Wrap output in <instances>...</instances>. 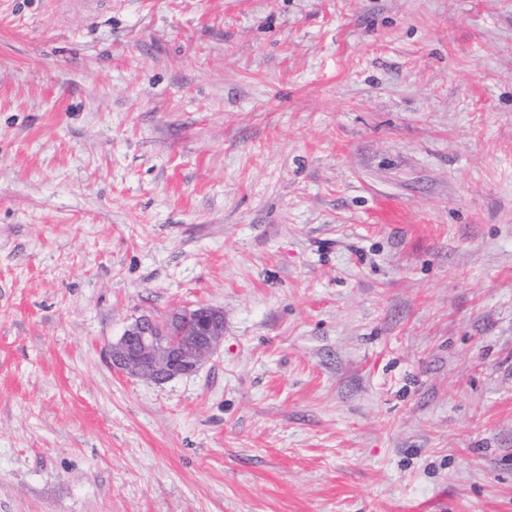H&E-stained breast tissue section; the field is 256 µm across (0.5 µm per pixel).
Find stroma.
<instances>
[{"mask_svg":"<svg viewBox=\"0 0 512 512\" xmlns=\"http://www.w3.org/2000/svg\"><path fill=\"white\" fill-rule=\"evenodd\" d=\"M0 512H512V0H5ZM185 324H189L185 327ZM177 328V333L171 329ZM224 339V313L200 306L167 320L142 318L106 350L112 370L127 378L166 382L199 369L200 355L216 354Z\"/></svg>","mask_w":512,"mask_h":512,"instance_id":"stroma-1","label":"stroma"}]
</instances>
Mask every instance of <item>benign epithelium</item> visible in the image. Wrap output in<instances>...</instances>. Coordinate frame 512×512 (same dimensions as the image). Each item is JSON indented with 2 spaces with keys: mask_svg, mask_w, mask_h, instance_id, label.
<instances>
[{
  "mask_svg": "<svg viewBox=\"0 0 512 512\" xmlns=\"http://www.w3.org/2000/svg\"><path fill=\"white\" fill-rule=\"evenodd\" d=\"M224 339V313L200 306L164 321L142 318L106 350L112 370L127 377L166 382L199 369L200 356L216 354Z\"/></svg>",
  "mask_w": 512,
  "mask_h": 512,
  "instance_id": "7a95c632",
  "label": "benign epithelium"
}]
</instances>
